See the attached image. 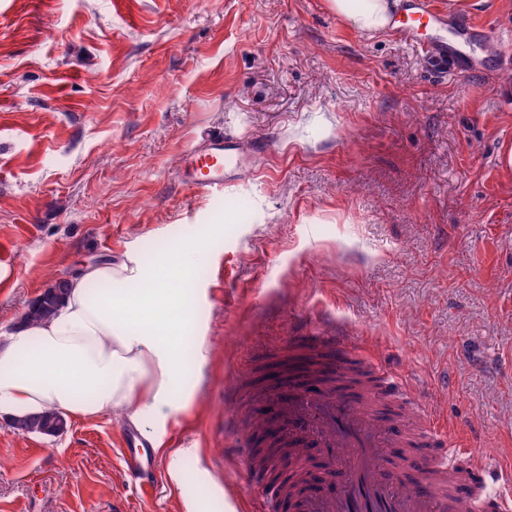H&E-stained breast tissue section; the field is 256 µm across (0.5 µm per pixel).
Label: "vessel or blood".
Listing matches in <instances>:
<instances>
[{
    "label": "vessel or blood",
    "instance_id": "obj_1",
    "mask_svg": "<svg viewBox=\"0 0 512 512\" xmlns=\"http://www.w3.org/2000/svg\"><path fill=\"white\" fill-rule=\"evenodd\" d=\"M436 20L431 0H417L399 19V33L420 41ZM239 164L232 137L213 136L195 147L197 194L221 192L225 172ZM356 345V337L329 327L293 337L291 354L317 358L326 381L307 388L282 377L269 389L274 398L292 395L282 413L285 436L309 438L331 452L324 494L304 499V512H512V474L489 481L487 457L457 447L444 420L401 374L372 358L370 386L354 393L337 388L360 356ZM135 442L123 433L124 466L137 474L150 462L132 451Z\"/></svg>",
    "mask_w": 512,
    "mask_h": 512
}]
</instances>
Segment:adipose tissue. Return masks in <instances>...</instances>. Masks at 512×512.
<instances>
[{
    "label": "adipose tissue",
    "mask_w": 512,
    "mask_h": 512,
    "mask_svg": "<svg viewBox=\"0 0 512 512\" xmlns=\"http://www.w3.org/2000/svg\"><path fill=\"white\" fill-rule=\"evenodd\" d=\"M330 7L350 27L379 32L396 4L330 0ZM189 277L176 252L152 271L127 254L77 270L57 311L18 326L0 347V414H113L137 423L148 409L162 421L178 418L190 398L177 338L192 318L181 289Z\"/></svg>",
    "instance_id": "1"
}]
</instances>
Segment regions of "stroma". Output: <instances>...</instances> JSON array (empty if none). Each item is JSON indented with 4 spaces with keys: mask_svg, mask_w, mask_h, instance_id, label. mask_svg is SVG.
<instances>
[{
    "mask_svg": "<svg viewBox=\"0 0 512 512\" xmlns=\"http://www.w3.org/2000/svg\"><path fill=\"white\" fill-rule=\"evenodd\" d=\"M450 66L328 0H0V345L55 279L130 253L195 257L188 410L155 437L152 493L117 417L64 433L0 415V512H206L257 493L224 418L274 419L254 380L335 324L433 403L461 448L512 469V0H468ZM234 135L239 172L196 195L187 155ZM181 482L169 476L175 449ZM136 439V435L127 432H124L121 437V451L125 469L134 474L144 471L151 465L147 458L136 451H132L131 445H135Z\"/></svg>",
    "mask_w": 512,
    "mask_h": 512,
    "instance_id": "obj_1",
    "label": "stroma"
}]
</instances>
